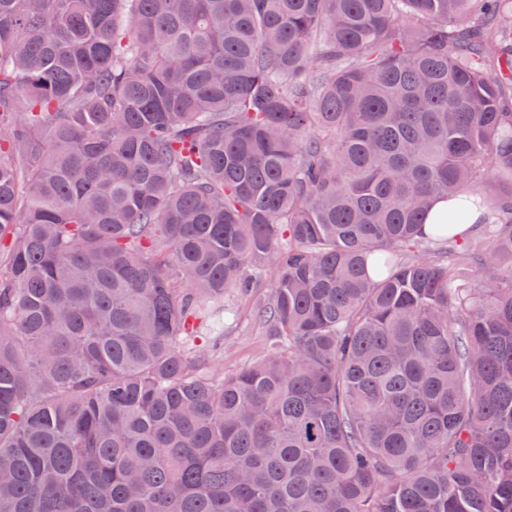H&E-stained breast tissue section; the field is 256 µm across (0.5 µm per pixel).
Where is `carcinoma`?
<instances>
[{"label": "carcinoma", "mask_w": 512, "mask_h": 512, "mask_svg": "<svg viewBox=\"0 0 512 512\" xmlns=\"http://www.w3.org/2000/svg\"><path fill=\"white\" fill-rule=\"evenodd\" d=\"M0 512H512V0H0ZM230 300L237 308V321L224 332V351L217 358L224 372L234 370L259 355L266 336L255 322L251 306L230 293Z\"/></svg>", "instance_id": "carcinoma-1"}]
</instances>
